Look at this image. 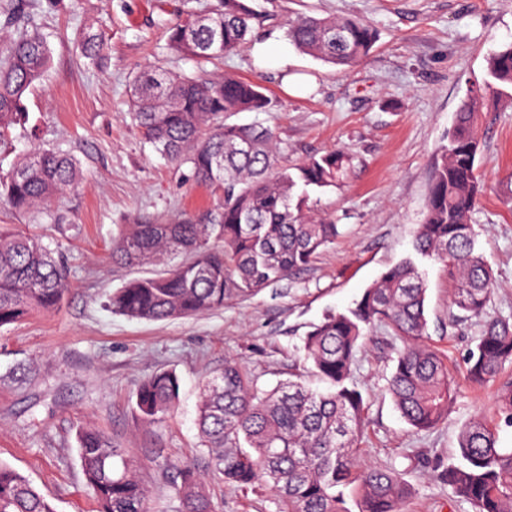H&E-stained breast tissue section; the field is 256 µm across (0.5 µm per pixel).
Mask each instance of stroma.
<instances>
[{
  "mask_svg": "<svg viewBox=\"0 0 512 512\" xmlns=\"http://www.w3.org/2000/svg\"><path fill=\"white\" fill-rule=\"evenodd\" d=\"M213 0H27V12L52 52V65L25 104L24 123L0 143V171L41 147L79 159V186L55 200L50 215L31 217L0 205V224L58 250L71 287L60 308L0 328V461L45 494L57 512H97L82 474L76 432L90 425L139 464L152 512H182L175 491L179 464L203 463L195 426L202 381L238 360L270 387L299 365L302 338L330 311H343L388 266L416 259L427 284L430 344L444 354L457 390L448 416L432 432L412 429L387 390L401 343L382 328L362 348L354 380L367 402L356 468L403 473V512H474L432 477L451 461L460 430L490 413L497 383L464 380L466 357L481 333L479 320L453 317V283L438 262L417 258L434 166L472 83L486 76L491 52L512 42V0H261L264 18L252 39L276 38L287 70L257 63L251 49L197 68L168 45V29L186 6L204 11ZM358 16L378 33L369 57L336 71L295 50L288 18ZM104 31L110 57L87 65L80 41ZM160 64L174 72L224 73L260 82L268 112H238L231 124L273 126L291 166L344 147L353 156L348 178L317 196L335 220V244L290 280L207 314L144 322L111 313L110 294L126 282L161 273L158 265H112V241L140 217L192 216L215 204L219 191L188 178L189 169L145 140L128 108L134 76ZM479 178L484 191L472 215L478 246L496 276L489 315L512 317V100L481 114ZM175 370L180 403L162 423L145 422L136 389L156 371ZM203 485L218 512H275L272 496L225 483L205 470Z\"/></svg>",
  "mask_w": 512,
  "mask_h": 512,
  "instance_id": "obj_1",
  "label": "stroma"
}]
</instances>
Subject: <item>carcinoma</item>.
Instances as JSON below:
<instances>
[{"instance_id":"cac0c4a2","label":"carcinoma","mask_w":512,"mask_h":512,"mask_svg":"<svg viewBox=\"0 0 512 512\" xmlns=\"http://www.w3.org/2000/svg\"><path fill=\"white\" fill-rule=\"evenodd\" d=\"M250 0H216L199 14L189 11L170 28L179 53L200 61L222 58L250 41L260 14ZM24 0H8L4 11L15 36L0 49V130L25 115V99L51 66L42 35L29 28ZM286 37L299 52L334 68H351L372 52L375 29L352 16L297 15ZM82 53L91 65L106 60L102 33H88ZM488 79L474 84L440 151L414 249L442 263L454 282L451 306L466 319L483 320L470 349V383L494 381L512 365V321L487 308L495 276L477 249L471 224L481 192L477 174L479 117L488 103L512 91V43L492 53ZM271 100L261 84L231 75L203 79L149 65L134 79L130 110L144 138L159 153L189 168V177L222 191L205 213L177 220L125 225L112 244L119 265L188 260L155 276L128 281L113 293L109 309L131 319L157 322L202 315L235 299L257 294L308 267L336 241L335 222L315 213L311 194L346 178L353 157L344 149L313 155L291 168L279 165L284 151L273 127L228 124L233 112H267ZM70 155L36 148L0 175V201L23 214H49L56 198L80 180ZM69 270L41 241L0 227V327L33 313L59 309L68 292ZM427 288L410 259L384 271L354 306L327 314L302 338V369L271 389L234 360L203 384L198 428L209 468L243 491L270 493L278 512H402L408 495L403 474L357 470V447L366 401L351 382L359 351L377 327L402 342L387 389L405 422L417 431L435 429L448 415L456 385L448 362L428 343ZM326 384L311 389L304 377ZM179 378L155 373L136 392L139 411L158 423L179 403ZM512 427V379L498 388L494 417L479 416L459 435L455 461L438 477L475 512H512V448L500 443ZM78 452L99 512H150L149 495L135 461L100 430L78 432ZM182 512H216L196 471L177 469ZM0 512H55L25 476L0 463Z\"/></svg>"}]
</instances>
